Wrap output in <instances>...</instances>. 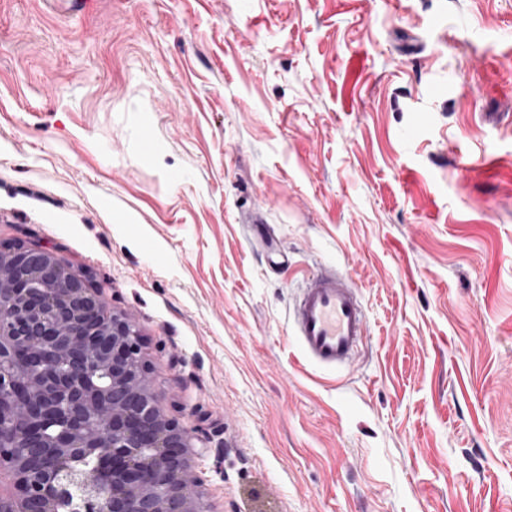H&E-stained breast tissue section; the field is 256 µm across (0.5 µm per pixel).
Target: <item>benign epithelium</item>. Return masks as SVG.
<instances>
[{"mask_svg":"<svg viewBox=\"0 0 512 512\" xmlns=\"http://www.w3.org/2000/svg\"><path fill=\"white\" fill-rule=\"evenodd\" d=\"M193 440L130 317L46 247L0 249V512H202Z\"/></svg>","mask_w":512,"mask_h":512,"instance_id":"obj_1","label":"benign epithelium"}]
</instances>
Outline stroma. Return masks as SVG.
Masks as SVG:
<instances>
[{
  "mask_svg": "<svg viewBox=\"0 0 512 512\" xmlns=\"http://www.w3.org/2000/svg\"><path fill=\"white\" fill-rule=\"evenodd\" d=\"M1 243L133 319L206 512H512V0H0ZM292 332L303 355L325 369L350 365L368 333L353 279L335 267L308 277L293 310Z\"/></svg>",
  "mask_w": 512,
  "mask_h": 512,
  "instance_id": "1",
  "label": "stroma"
}]
</instances>
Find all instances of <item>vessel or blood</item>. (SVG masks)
I'll use <instances>...</instances> for the list:
<instances>
[{
    "mask_svg": "<svg viewBox=\"0 0 512 512\" xmlns=\"http://www.w3.org/2000/svg\"><path fill=\"white\" fill-rule=\"evenodd\" d=\"M303 355L325 369L350 365L368 333V320L353 279L335 267L308 277L292 315Z\"/></svg>",
    "mask_w": 512,
    "mask_h": 512,
    "instance_id": "obj_1",
    "label": "vessel or blood"
}]
</instances>
